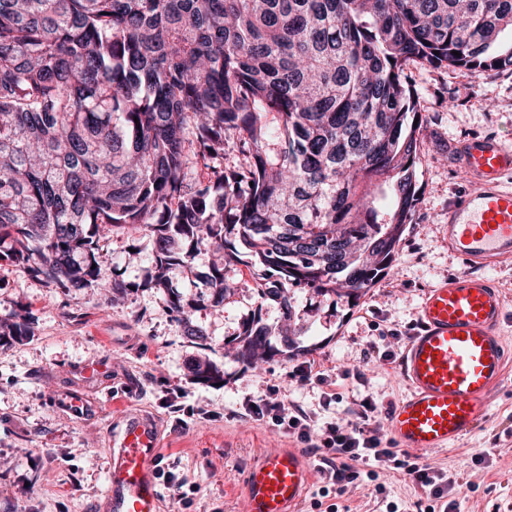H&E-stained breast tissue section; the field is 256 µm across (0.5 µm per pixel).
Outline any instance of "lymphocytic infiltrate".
Returning <instances> with one entry per match:
<instances>
[{
    "mask_svg": "<svg viewBox=\"0 0 512 512\" xmlns=\"http://www.w3.org/2000/svg\"><path fill=\"white\" fill-rule=\"evenodd\" d=\"M243 408L246 416L272 421L295 435L309 453L319 457V497L345 493L349 486L363 479L374 482L377 494H385V486L377 481L379 470L385 468L404 471L421 487L429 489L434 499H442L448 491L449 481L442 472L412 460L409 452L384 444L383 435L374 424L380 410L371 400L360 402L357 422H332L324 426L318 425L307 412L287 407L273 389L265 397L247 400ZM370 461L374 462V469L361 471V464Z\"/></svg>",
    "mask_w": 512,
    "mask_h": 512,
    "instance_id": "lymphocytic-infiltrate-1",
    "label": "lymphocytic infiltrate"
}]
</instances>
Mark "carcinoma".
Returning <instances> with one entry per match:
<instances>
[{
  "label": "carcinoma",
  "mask_w": 512,
  "mask_h": 512,
  "mask_svg": "<svg viewBox=\"0 0 512 512\" xmlns=\"http://www.w3.org/2000/svg\"><path fill=\"white\" fill-rule=\"evenodd\" d=\"M506 31L512 0H0V261L67 289H164L201 346L192 312L224 303L239 264L288 324L302 293L356 303L420 201L407 67L512 68V48L489 53ZM116 226L155 239L140 283L98 265ZM209 251L203 289L172 291ZM30 324L0 319V347ZM269 336L253 316L233 359L303 352L289 327Z\"/></svg>",
  "instance_id": "1"
}]
</instances>
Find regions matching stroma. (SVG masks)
<instances>
[{
  "label": "stroma",
  "mask_w": 512,
  "mask_h": 512,
  "mask_svg": "<svg viewBox=\"0 0 512 512\" xmlns=\"http://www.w3.org/2000/svg\"><path fill=\"white\" fill-rule=\"evenodd\" d=\"M407 74L425 119L422 191L397 260L356 305L314 294L298 300L296 338L325 382L300 383L292 360L277 357L251 369L228 355V341L254 315L273 331L282 323L278 303L258 302L251 268L226 271L232 294L223 306L193 311V324L208 336L201 348L170 317L167 301L172 291L187 298L199 292L210 255H198L188 268L173 267L170 290L145 288L152 238L113 229L100 243L101 268L139 285L113 304L96 289L67 290L0 261V318L19 309L33 317L29 336L0 348V512H102L112 433L128 403L157 418L165 465L198 486L192 512H244L246 465L267 449L298 444L270 421L246 416L243 401L273 388L321 425L355 422L366 398L382 412L392 407L406 385L396 361L383 360V353L402 354L423 291L465 268L439 235L449 202L468 188L450 144L512 129V69L440 71L413 64ZM198 358L223 371L222 385L195 380L190 365ZM95 360L108 362L111 371L102 381L85 382L80 368ZM331 391L341 398L329 404L324 395ZM70 394L88 414L67 405ZM418 457L454 481L448 496L454 512H512V375L491 393L488 413L473 433ZM378 482L387 500L377 499ZM378 482H360L336 497L341 512H385L390 501L400 512H418L427 502L426 492L403 472H381Z\"/></svg>",
  "instance_id": "obj_1"
}]
</instances>
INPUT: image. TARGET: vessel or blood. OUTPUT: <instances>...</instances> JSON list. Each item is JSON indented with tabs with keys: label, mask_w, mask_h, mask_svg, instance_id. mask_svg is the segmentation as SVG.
Masks as SVG:
<instances>
[{
	"label": "vessel or blood",
	"mask_w": 512,
	"mask_h": 512,
	"mask_svg": "<svg viewBox=\"0 0 512 512\" xmlns=\"http://www.w3.org/2000/svg\"><path fill=\"white\" fill-rule=\"evenodd\" d=\"M472 183L448 206L441 237L467 270L430 286L418 329L399 360L407 391L392 406L391 437L407 450L446 449L472 433L488 396L512 373L502 333L505 297L493 272L512 257V141L468 135L451 145ZM112 437L106 512H158L163 469L159 421L126 406ZM315 469L296 448L267 450L244 471L246 512H298Z\"/></svg>",
	"instance_id": "1"
}]
</instances>
